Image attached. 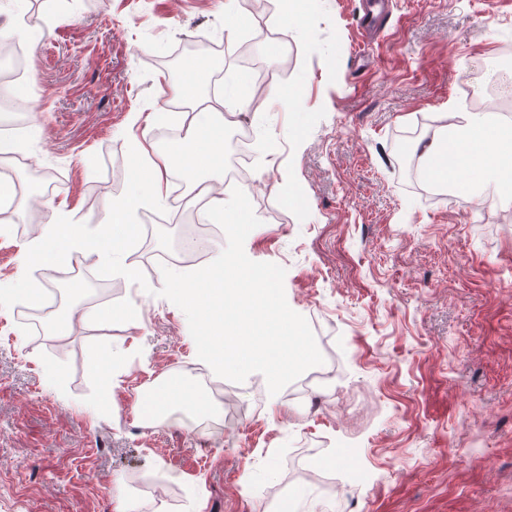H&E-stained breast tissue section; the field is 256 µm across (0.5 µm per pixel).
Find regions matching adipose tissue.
<instances>
[{
  "label": "adipose tissue",
  "mask_w": 512,
  "mask_h": 512,
  "mask_svg": "<svg viewBox=\"0 0 512 512\" xmlns=\"http://www.w3.org/2000/svg\"><path fill=\"white\" fill-rule=\"evenodd\" d=\"M423 158L432 173L447 180L450 188L466 194L484 183L485 171H492L498 183L497 202L512 203V125L501 124L496 113H458L456 124L444 127L424 146ZM177 170L190 180L206 174H223V118L211 112L197 113L187 140L156 152L148 161L147 172L122 201L107 209L105 218L92 232H84L80 225L67 219H55L43 225L38 235L23 242L24 253L36 263L48 247H63L71 256L83 252L90 240L99 246L101 258L111 261L118 248L133 237L140 212L162 201L164 186ZM173 403L188 405L201 413L208 410L183 376L169 380L153 394L140 397L135 409L150 421Z\"/></svg>",
  "instance_id": "obj_1"
}]
</instances>
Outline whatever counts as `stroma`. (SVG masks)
Returning a JSON list of instances; mask_svg holds the SVG:
<instances>
[{
  "label": "stroma",
  "instance_id": "stroma-1",
  "mask_svg": "<svg viewBox=\"0 0 512 512\" xmlns=\"http://www.w3.org/2000/svg\"><path fill=\"white\" fill-rule=\"evenodd\" d=\"M247 2L237 22L224 0H0V38L24 48L42 92L0 164L15 190L0 288L49 284L60 307H89L56 336L0 300V512H512V205L491 201L490 181L477 201L413 184L398 157L403 134L431 139L468 111L481 63L512 64V0H391L369 57L364 0H309L308 27L289 29L279 0ZM250 39L269 87L225 60L223 45ZM199 58L211 97L256 100L233 115L259 181L244 249L285 268L289 306L328 338L332 390L272 395L254 373L227 384L232 430L148 432L139 384L176 356L197 367L184 312L158 295L162 256L186 243L170 201L122 257L146 291L98 277L92 248L73 289L70 262L30 264L21 244L60 212L100 224L130 189L134 137L188 129V113L160 109ZM270 87L299 90L297 111L266 101ZM145 480L163 481L164 502L137 495Z\"/></svg>",
  "mask_w": 512,
  "mask_h": 512
}]
</instances>
